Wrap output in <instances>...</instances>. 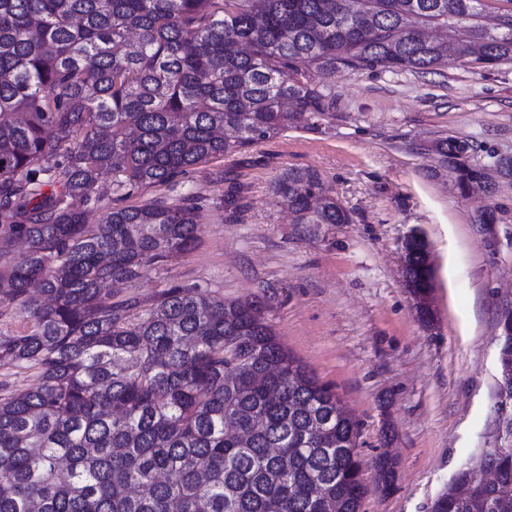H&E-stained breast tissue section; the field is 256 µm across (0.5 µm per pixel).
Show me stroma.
I'll return each instance as SVG.
<instances>
[{
	"label": "stroma",
	"mask_w": 512,
	"mask_h": 512,
	"mask_svg": "<svg viewBox=\"0 0 512 512\" xmlns=\"http://www.w3.org/2000/svg\"><path fill=\"white\" fill-rule=\"evenodd\" d=\"M320 89L335 111L320 126L128 197L194 198L202 233L193 251L114 295L148 306L180 284L224 300L269 297L282 346L362 423L360 512H431L484 449L512 446L495 408L498 323L512 307V184L463 197L427 176L442 137L468 141L482 163L512 155V60L481 68L452 55L431 74L339 69ZM291 167L318 171L351 223H293L272 192ZM487 208L497 224L479 223ZM414 231L431 251L429 323L405 286ZM386 449L398 467L383 496L371 463Z\"/></svg>",
	"instance_id": "1"
}]
</instances>
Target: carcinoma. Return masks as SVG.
Wrapping results in <instances>:
<instances>
[{
  "label": "carcinoma",
  "instance_id": "1",
  "mask_svg": "<svg viewBox=\"0 0 512 512\" xmlns=\"http://www.w3.org/2000/svg\"><path fill=\"white\" fill-rule=\"evenodd\" d=\"M481 0H0V305L29 323L0 332V360L38 370L0 388V512H359L367 492L360 422L286 351L268 301L221 300L171 285L156 303L112 300L149 267L193 248L199 207L184 199L110 208L85 221L101 176L119 196L313 127L333 102L319 80L339 68L433 73L443 43L423 29L468 21L462 52L512 60V27L476 22ZM65 151L64 161L57 159ZM434 180L461 195L512 179V161L479 164L468 141L440 138ZM50 173L59 191L40 203ZM272 191L295 224H349L311 169ZM406 287L430 316L425 245ZM503 385L512 350L500 352ZM326 424V442L301 434ZM472 488L512 512V455ZM396 459L376 457V490ZM455 484L432 512H470Z\"/></svg>",
  "mask_w": 512,
  "mask_h": 512
}]
</instances>
